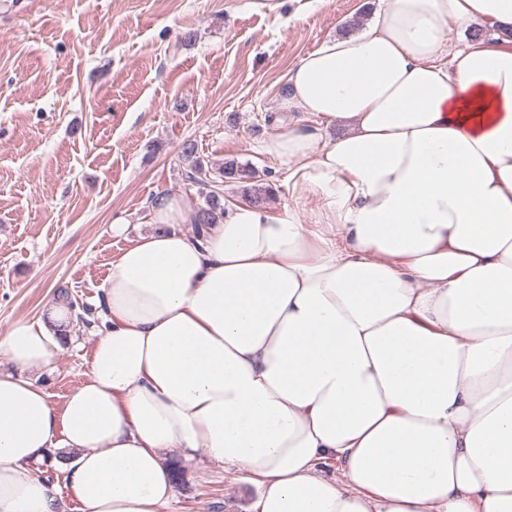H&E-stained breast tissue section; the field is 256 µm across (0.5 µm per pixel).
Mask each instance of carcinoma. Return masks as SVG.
<instances>
[{"label":"carcinoma","mask_w":512,"mask_h":512,"mask_svg":"<svg viewBox=\"0 0 512 512\" xmlns=\"http://www.w3.org/2000/svg\"><path fill=\"white\" fill-rule=\"evenodd\" d=\"M182 163L186 166L185 178L199 187L202 203L196 207L195 229L214 224L224 214V184L236 183L242 196L253 203L261 204L269 197L271 187L261 182L254 167L233 159L227 160L219 168L206 166L197 157V147L193 142H185L181 149Z\"/></svg>","instance_id":"carcinoma-1"}]
</instances>
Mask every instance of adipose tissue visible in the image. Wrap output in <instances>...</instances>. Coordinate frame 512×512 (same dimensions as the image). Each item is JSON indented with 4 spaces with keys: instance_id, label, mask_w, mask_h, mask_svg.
<instances>
[{
    "instance_id": "1",
    "label": "adipose tissue",
    "mask_w": 512,
    "mask_h": 512,
    "mask_svg": "<svg viewBox=\"0 0 512 512\" xmlns=\"http://www.w3.org/2000/svg\"><path fill=\"white\" fill-rule=\"evenodd\" d=\"M283 107L320 127L261 150L326 232L240 200L189 236L158 195L63 407L27 373L67 310L0 337V512H57L53 453L81 512H167L200 448L259 483L254 512H512V0H380Z\"/></svg>"
}]
</instances>
